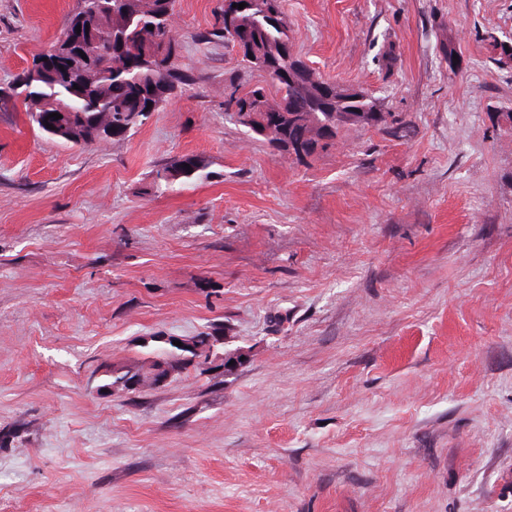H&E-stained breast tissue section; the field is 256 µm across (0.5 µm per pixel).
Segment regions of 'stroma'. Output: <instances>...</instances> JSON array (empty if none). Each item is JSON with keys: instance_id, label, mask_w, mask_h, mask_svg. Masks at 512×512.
<instances>
[{"instance_id": "obj_1", "label": "stroma", "mask_w": 512, "mask_h": 512, "mask_svg": "<svg viewBox=\"0 0 512 512\" xmlns=\"http://www.w3.org/2000/svg\"><path fill=\"white\" fill-rule=\"evenodd\" d=\"M222 3L177 0L188 81L125 138L0 111V512H512V0H284L389 118L302 161L225 120L260 77L203 40ZM76 6L0 0V88ZM184 164H189L191 170H187ZM201 169L200 162L191 156H184L178 159H173L165 163L161 169L157 171V177L160 180L170 181L180 178H192ZM216 346L214 338L210 334H201L195 336L193 339V346L188 351H179L172 349L171 347H161L155 350L156 359L149 365V371L143 372V368H132L122 376H118L110 384L115 385L118 381L131 376H148L156 373L166 372L167 367L174 361L180 364L181 369L187 366H194L193 362L196 358L202 357L203 355H209L211 350Z\"/></svg>"}]
</instances>
